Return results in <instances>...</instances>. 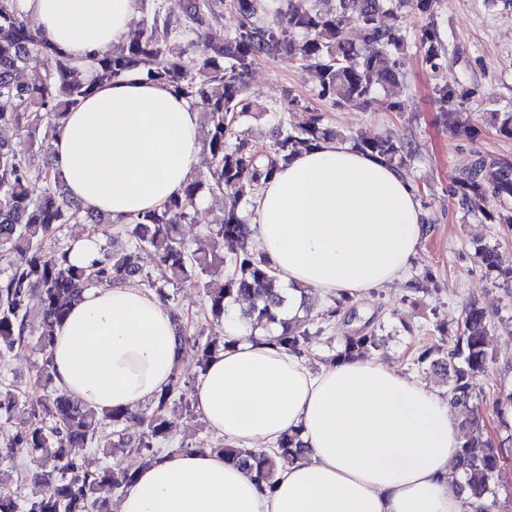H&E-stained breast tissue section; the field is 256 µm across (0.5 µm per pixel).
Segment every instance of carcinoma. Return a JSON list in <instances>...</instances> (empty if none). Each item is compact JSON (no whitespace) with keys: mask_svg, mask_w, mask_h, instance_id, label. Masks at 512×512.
Segmentation results:
<instances>
[{"mask_svg":"<svg viewBox=\"0 0 512 512\" xmlns=\"http://www.w3.org/2000/svg\"><path fill=\"white\" fill-rule=\"evenodd\" d=\"M404 3L412 4L419 14L430 12L431 0H297L290 4L283 24L265 18L260 0H232L240 23L227 39L214 33L215 26L223 24L224 0H184L178 18L156 6L131 31L120 52L93 59L94 79L87 82L79 79V68L70 58L30 29L16 0H0V98L13 103L11 111H0V128H12L40 142L37 155L22 158L0 139V253L23 257L21 263L0 269V361L22 347L40 354L31 392L0 388V434L6 440V447L0 448V473L10 461L8 448L22 445L33 455L27 478L52 485L49 494L25 499L0 490V512H110L112 496L132 484L135 471L109 466L90 471L75 449L98 445L96 426L104 424L112 427L119 444L145 452L152 461L172 441L169 411L179 405L190 410L176 373L157 402L144 409L99 411L55 389L51 356L55 327L85 290L127 282L153 290L170 309L180 347L187 336L174 288L187 278L202 284L208 323L224 326L228 305L247 298L249 305L241 318L254 330L269 332L272 326H280L273 340L287 354L306 356L312 342L333 328L336 316L352 300L345 293L332 298V305L317 315L314 329L307 318H279L277 309L285 302L281 281L267 257L252 249L250 226L240 215V205L256 194L279 165L288 163L294 146L310 148L335 138L336 133L316 127L292 132L280 126L273 155L244 139L233 143L231 138L236 123L248 116L245 76L260 57L283 50L299 52L316 74L319 95L336 97L339 105L360 104L374 88L396 83L399 72L393 56L403 35L401 26H386L382 17L397 16ZM348 14L356 18L365 40L376 46L373 54L360 55L345 39L342 18ZM33 52L50 57L54 66L44 75L21 81L17 74ZM123 77L166 83L202 106L211 162L207 172L190 178L182 195L121 224L118 234L130 239L133 247L104 249L92 266L77 267L69 262L68 247L47 252L42 243L63 224L111 217L83 215L50 161L51 142L65 115L95 86ZM353 148L390 164L399 151L388 137H356ZM35 181L44 184L39 196L31 192ZM205 191L225 195L228 202L223 217L207 226L192 247L181 237L180 226L192 219ZM457 194L480 211L494 199L512 198V170L481 158L457 179ZM147 249L155 253L158 278L139 263V252ZM475 253L491 270L506 277L512 274V266L504 265L497 248L479 244ZM489 325L484 309L472 304L464 310L454 335H445V327L436 325L438 339L419 347L412 359L418 372L445 379L444 395L461 417L463 441L453 469L463 474L461 490L475 512H491L499 495L498 476L512 460V423L506 418L512 411V387H501L493 401V412L508 431L504 438L496 441L487 435L485 417L470 407L482 392L481 379L492 362L487 347ZM381 343L376 330L359 331L342 338L336 357H371ZM195 345L198 367L204 370L224 341L199 338ZM21 419L27 420V427L11 431ZM277 448L270 454L227 445L216 452L269 482L279 466L306 451L296 433L281 436Z\"/></svg>","mask_w":512,"mask_h":512,"instance_id":"1","label":"carcinoma"}]
</instances>
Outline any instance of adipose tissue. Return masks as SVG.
<instances>
[{"label":"adipose tissue","mask_w":512,"mask_h":512,"mask_svg":"<svg viewBox=\"0 0 512 512\" xmlns=\"http://www.w3.org/2000/svg\"><path fill=\"white\" fill-rule=\"evenodd\" d=\"M41 38L92 76L125 40L138 0H18ZM202 149L200 114L171 86L98 87L67 113L51 161L86 210L125 219L181 195ZM252 226L289 283L357 297L400 280L427 233L411 184L335 140L297 153L268 180ZM179 355L168 309L129 285L91 288L57 327L55 385L97 410L156 400ZM197 410L242 449L299 432L308 451L272 485L211 452L141 467L119 512H465L450 475L461 429L427 381L371 358L313 368L250 338L237 315L197 380Z\"/></svg>","instance_id":"obj_1"}]
</instances>
